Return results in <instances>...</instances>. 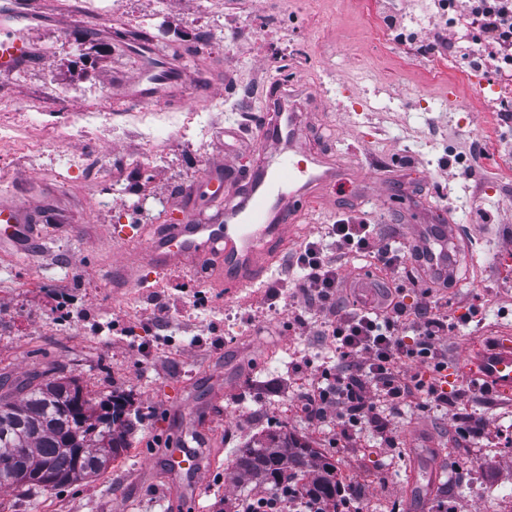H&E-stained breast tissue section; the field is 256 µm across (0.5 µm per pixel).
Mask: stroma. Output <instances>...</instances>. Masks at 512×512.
Listing matches in <instances>:
<instances>
[{
  "mask_svg": "<svg viewBox=\"0 0 512 512\" xmlns=\"http://www.w3.org/2000/svg\"><path fill=\"white\" fill-rule=\"evenodd\" d=\"M368 2L69 0L68 12L47 4L20 19L33 53L0 76V125L26 129L30 144L0 145V195L39 206L47 222L37 250L0 254V377L13 383L61 369L92 401L124 394L132 429L104 472L28 495L0 489V512H224L260 489L236 469L237 449L281 427L336 467L373 472L376 512H440L456 495L469 497L471 512H497L498 499L512 494V401L474 391L457 374L469 348L512 327V306L497 301L512 292V179L502 167L512 160V118L495 100L491 72L472 80L402 66L395 47L373 39ZM277 20L288 26L287 43L241 34ZM140 40L171 44L167 61L183 75L172 95L127 96L141 72ZM289 98L312 151L343 153L360 182L337 190L330 205L310 200L290 257L254 287L228 296L180 272L157 285L145 266L138 287H113L114 255L146 242L137 225L180 223L189 197L198 215L223 209L233 190L205 183L210 162L225 156L234 173L254 171L263 126ZM76 112L109 114L108 143L69 136ZM141 112L151 115L145 144L122 133ZM230 126L239 139L225 136ZM79 152L91 165L67 167ZM346 217L403 241L418 224L452 225L465 255L450 310L447 393L490 433L463 436L447 407L418 406L383 431L363 423L339 457L335 432L289 408L296 381L313 367L333 369L336 351L315 307L271 291L294 277L292 254ZM35 277L43 287H30ZM272 305L303 318V330L269 326ZM161 307L163 324H150ZM241 327L251 334L243 344L232 338ZM270 344L300 357L252 372ZM273 403L279 411L256 419ZM419 423L441 453L440 481L408 446ZM200 439L205 485L195 504L173 494L163 454Z\"/></svg>",
  "mask_w": 512,
  "mask_h": 512,
  "instance_id": "35a3bbf8",
  "label": "stroma"
}]
</instances>
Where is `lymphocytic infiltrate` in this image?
I'll return each instance as SVG.
<instances>
[{
    "instance_id": "lymphocytic-infiltrate-1",
    "label": "lymphocytic infiltrate",
    "mask_w": 512,
    "mask_h": 512,
    "mask_svg": "<svg viewBox=\"0 0 512 512\" xmlns=\"http://www.w3.org/2000/svg\"><path fill=\"white\" fill-rule=\"evenodd\" d=\"M456 17L477 23L484 33L482 59L497 62L499 76L512 75V0H451ZM333 240L311 242L297 255L294 295L308 299L326 313L336 338L339 372L331 387L309 397L303 411L322 419L348 415L384 427L387 413L377 412L369 390L382 396L388 411L413 401L419 391L430 399L447 403L448 395L424 389L417 375L396 367L399 357L423 359L434 368L448 366V348L440 338L448 331V313L441 310V293L451 278L429 275L421 252L383 235L373 224L334 225ZM375 258L386 271L376 283L372 304L353 301L344 305L339 292L344 288L341 262L347 255ZM423 285V300L414 308L403 302L406 285Z\"/></svg>"
}]
</instances>
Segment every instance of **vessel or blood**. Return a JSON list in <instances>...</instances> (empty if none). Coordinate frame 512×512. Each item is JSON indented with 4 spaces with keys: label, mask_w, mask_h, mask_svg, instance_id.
Returning a JSON list of instances; mask_svg holds the SVG:
<instances>
[{
    "label": "vessel or blood",
    "mask_w": 512,
    "mask_h": 512,
    "mask_svg": "<svg viewBox=\"0 0 512 512\" xmlns=\"http://www.w3.org/2000/svg\"><path fill=\"white\" fill-rule=\"evenodd\" d=\"M32 52L24 31L11 19L0 18V75L20 68ZM173 78L167 66L144 57L141 79L131 91L132 99L144 102L162 97ZM262 147L273 148L279 162L248 175L240 184L238 200L227 204L208 223H199L187 213L184 223L169 225L166 233L154 237L141 252V259L161 279L171 271H191L204 266L219 268L225 293L237 292L261 279L277 260L278 250L257 248L259 237L271 235L286 242L301 216L302 201L335 188L343 168L308 154L301 141L293 113H279L261 137ZM40 215L24 204L0 197V249L26 252L29 226L39 224ZM414 236L428 263L444 270L453 262L446 231L431 232L418 226ZM473 386L499 396L512 395V336L495 339L492 349L475 358L470 373ZM167 471L177 481V491L195 501L200 497L203 467L198 454L184 445L166 451Z\"/></svg>",
    "instance_id": "b4317fda"
}]
</instances>
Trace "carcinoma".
I'll use <instances>...</instances> for the list:
<instances>
[{
	"instance_id": "carcinoma-1",
	"label": "carcinoma",
	"mask_w": 512,
	"mask_h": 512,
	"mask_svg": "<svg viewBox=\"0 0 512 512\" xmlns=\"http://www.w3.org/2000/svg\"><path fill=\"white\" fill-rule=\"evenodd\" d=\"M79 390L73 379L54 377L39 383L21 384V397L0 395V456L12 448L29 449L26 468L30 474L46 470L54 485H62L99 474L117 457L114 448L125 449L129 424L123 419L125 399L114 395L87 409L97 415L100 428L82 437L80 455L71 448L73 432L79 421L71 405L72 392ZM237 469L250 477L272 484V496L280 504L293 502L291 487L297 473L306 472L304 494L318 505L315 512H341L350 505L344 487L336 478V467L322 459L310 446L291 432H274L238 450Z\"/></svg>"
}]
</instances>
